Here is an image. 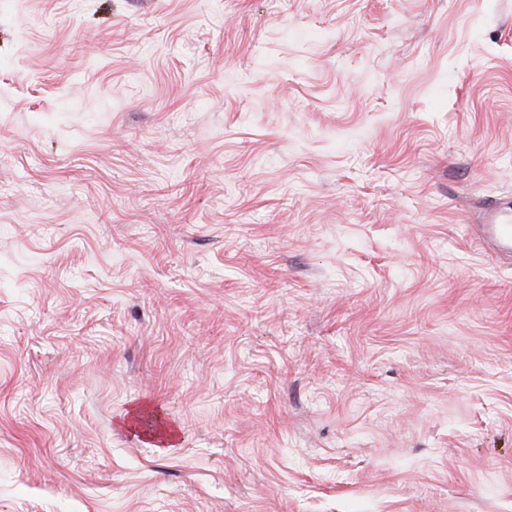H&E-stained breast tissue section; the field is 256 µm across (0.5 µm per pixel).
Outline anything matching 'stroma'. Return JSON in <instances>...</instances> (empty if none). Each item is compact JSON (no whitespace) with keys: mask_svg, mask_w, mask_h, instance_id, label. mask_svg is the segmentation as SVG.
<instances>
[{"mask_svg":"<svg viewBox=\"0 0 512 512\" xmlns=\"http://www.w3.org/2000/svg\"><path fill=\"white\" fill-rule=\"evenodd\" d=\"M512 0H0V512H512ZM475 231L502 259L512 261V201L508 197L488 198L480 206Z\"/></svg>","mask_w":512,"mask_h":512,"instance_id":"stroma-1","label":"stroma"}]
</instances>
